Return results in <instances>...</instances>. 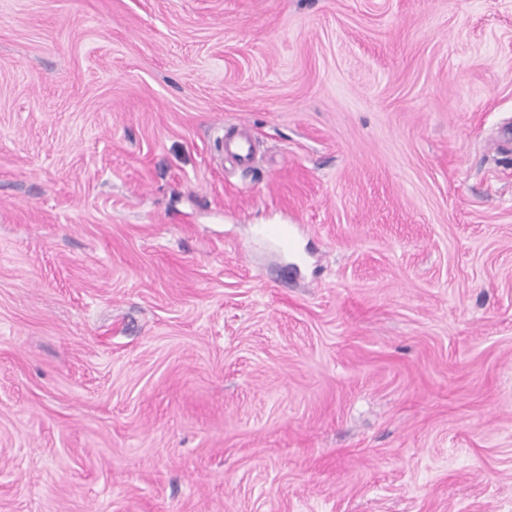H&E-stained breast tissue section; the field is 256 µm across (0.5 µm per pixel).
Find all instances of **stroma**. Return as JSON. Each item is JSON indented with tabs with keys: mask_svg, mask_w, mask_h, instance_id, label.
Here are the masks:
<instances>
[{
	"mask_svg": "<svg viewBox=\"0 0 512 512\" xmlns=\"http://www.w3.org/2000/svg\"><path fill=\"white\" fill-rule=\"evenodd\" d=\"M0 512H512V0H0ZM288 224H263L258 228L261 237L288 253L296 252V239Z\"/></svg>",
	"mask_w": 512,
	"mask_h": 512,
	"instance_id": "obj_1",
	"label": "stroma"
}]
</instances>
